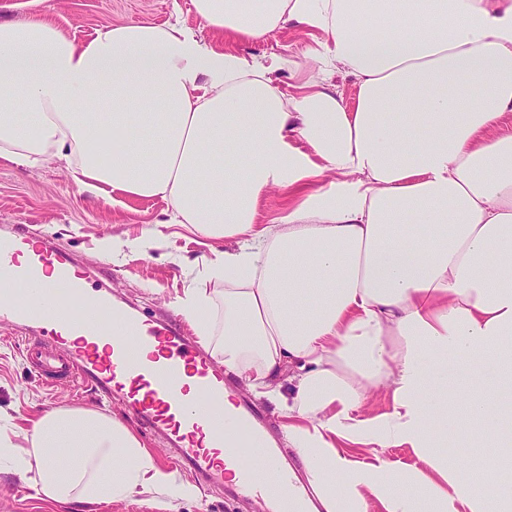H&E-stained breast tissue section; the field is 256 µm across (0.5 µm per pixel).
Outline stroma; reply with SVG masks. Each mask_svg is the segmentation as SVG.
Returning <instances> with one entry per match:
<instances>
[{
	"label": "stroma",
	"mask_w": 512,
	"mask_h": 512,
	"mask_svg": "<svg viewBox=\"0 0 512 512\" xmlns=\"http://www.w3.org/2000/svg\"><path fill=\"white\" fill-rule=\"evenodd\" d=\"M180 20L198 38L219 50H233L251 61L285 59L273 79L282 92L317 77L309 60L316 35L306 26L289 23L261 39L234 40L206 27L191 0H0V21H46L79 41L92 39L108 26L126 23L163 24ZM154 227L158 236L119 256L102 248L112 237L133 238L140 228ZM50 238L71 253L121 307L156 317L171 315L169 301L197 272L196 261L208 253L205 239L171 223L168 203L101 192L78 183L64 162L54 160L26 168L0 160V235L13 228ZM23 333L0 327V419L17 432L30 431L51 408L84 409L122 419L151 452L161 469L181 472V465L155 436L118 400H106L78 380L61 378L46 384L42 372L26 358ZM0 512H159L150 496L112 500L94 505L45 502L38 499L29 477L0 472ZM172 512H260L254 499L228 490L202 486L195 501L175 502Z\"/></svg>",
	"instance_id": "stroma-1"
}]
</instances>
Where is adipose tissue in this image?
<instances>
[{
  "label": "adipose tissue",
  "instance_id": "ef3b65f1",
  "mask_svg": "<svg viewBox=\"0 0 512 512\" xmlns=\"http://www.w3.org/2000/svg\"><path fill=\"white\" fill-rule=\"evenodd\" d=\"M192 5L242 41L292 21L319 32L311 57L353 78L354 103L320 80L284 95L282 59L207 47L178 22L78 43L0 21V159L66 161L212 240L169 305L286 420L301 498L266 512H512V135L484 136L512 112V0ZM273 191L288 212L257 223ZM452 435L477 465L444 450ZM3 469L56 502L149 494L170 512L198 496L85 410L42 415L20 443L0 432Z\"/></svg>",
  "mask_w": 512,
  "mask_h": 512
}]
</instances>
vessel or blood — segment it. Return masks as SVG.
<instances>
[{"mask_svg": "<svg viewBox=\"0 0 512 512\" xmlns=\"http://www.w3.org/2000/svg\"><path fill=\"white\" fill-rule=\"evenodd\" d=\"M0 280L32 288L39 311L17 307L0 297V325L32 324L37 335L25 344L30 361L49 376H72L106 397L119 398L140 420L168 443L177 460L199 480L223 485L226 461L240 462L238 490L268 494L288 489V468L274 448H236L226 444L224 430L200 413L198 404L224 401V372L179 324L131 319L132 338L110 335L92 323L83 308L105 313L112 301L94 293L86 271L49 240H35L15 230L0 240ZM141 356L132 359L131 347ZM229 423L246 422L261 435L262 408L243 400ZM247 457L260 458L262 480H255Z\"/></svg>", "mask_w": 512, "mask_h": 512, "instance_id": "obj_1", "label": "vessel or blood"}]
</instances>
